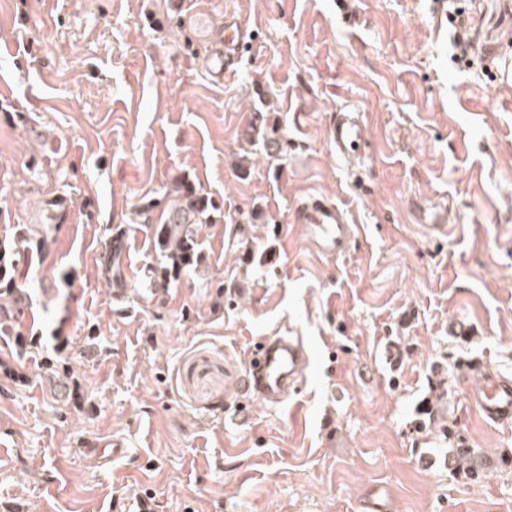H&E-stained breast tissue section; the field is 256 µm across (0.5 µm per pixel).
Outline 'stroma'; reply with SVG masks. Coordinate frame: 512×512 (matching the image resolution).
Here are the masks:
<instances>
[{"label":"stroma","instance_id":"1","mask_svg":"<svg viewBox=\"0 0 512 512\" xmlns=\"http://www.w3.org/2000/svg\"><path fill=\"white\" fill-rule=\"evenodd\" d=\"M0 0V242L21 297L0 336V512H512V426L459 381L512 377V5L459 0ZM233 17L256 30L238 76L203 65ZM370 148L337 158V113ZM218 210L201 264L154 281L176 179ZM70 198L56 224L48 198ZM361 228L312 250L306 195ZM448 206V233L412 201ZM462 316L476 334H448ZM293 328L310 363L286 406L233 420L259 337ZM456 433L479 455L452 469ZM120 435L126 457L95 455ZM461 377L477 384L470 390L469 399L479 417L488 424H512V379L497 374L491 364L480 357L462 362Z\"/></svg>","mask_w":512,"mask_h":512}]
</instances>
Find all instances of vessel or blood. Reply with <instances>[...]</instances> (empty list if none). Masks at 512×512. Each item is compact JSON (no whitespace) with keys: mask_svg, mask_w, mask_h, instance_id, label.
Returning <instances> with one entry per match:
<instances>
[{"mask_svg":"<svg viewBox=\"0 0 512 512\" xmlns=\"http://www.w3.org/2000/svg\"><path fill=\"white\" fill-rule=\"evenodd\" d=\"M254 33L246 27L225 26L224 45L208 56L209 74L227 81L239 72L241 53L252 45ZM330 139L338 156L357 158L365 154L367 127L360 113L337 115L330 129ZM294 220L301 224L306 238L319 253L344 255L355 238L358 227L351 224L338 205L315 198H305L295 211ZM309 355L302 337L293 330L262 337L251 353L248 365L236 383L241 398L236 411L239 420H248L250 405L262 401L271 406L287 402L302 382ZM461 377L474 381L469 393L472 407L488 424H512V379L497 374L490 363L480 357L463 361Z\"/></svg>","mask_w":512,"mask_h":512,"instance_id":"obj_1","label":"vessel or blood"}]
</instances>
